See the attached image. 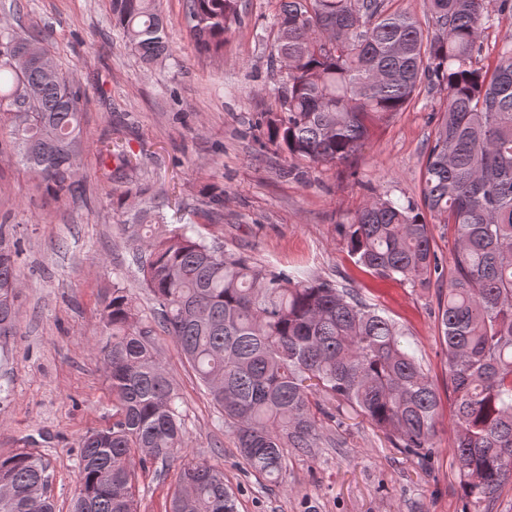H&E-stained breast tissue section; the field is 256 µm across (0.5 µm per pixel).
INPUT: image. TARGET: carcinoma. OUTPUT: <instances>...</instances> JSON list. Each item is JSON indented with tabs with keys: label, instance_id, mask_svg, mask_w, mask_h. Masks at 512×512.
Wrapping results in <instances>:
<instances>
[{
	"label": "carcinoma",
	"instance_id": "cac0c4a2",
	"mask_svg": "<svg viewBox=\"0 0 512 512\" xmlns=\"http://www.w3.org/2000/svg\"><path fill=\"white\" fill-rule=\"evenodd\" d=\"M268 64L275 109L254 122L265 143L324 168L355 156L374 128L421 91H446L421 173L420 200H368L340 225L348 256L385 278L448 276L438 326L453 396L452 453L463 512H488L512 481V42L481 65L485 0H423L425 22L391 0H276ZM112 21L145 65L169 52L156 0H111ZM185 21L203 51L219 49L241 20L239 0H186ZM36 40L0 29V122L9 149L58 198L77 202L73 157L84 146V99L74 80L47 76ZM102 181L130 161L100 151ZM210 190L200 212L218 213ZM455 244L440 272L433 224ZM137 242L135 260L153 317L112 282L92 347L112 393V424L78 442L73 512H140L135 467L181 461L169 512H237L224 471L191 457L186 414L155 344L162 333L189 362L246 470L277 483L288 449L317 447L311 397L366 418L392 447L431 459L440 399L401 325L330 279L277 269L206 238L194 221ZM13 254L0 246V341L18 333ZM0 512H52L48 463L30 448L0 456Z\"/></svg>",
	"mask_w": 512,
	"mask_h": 512
}]
</instances>
